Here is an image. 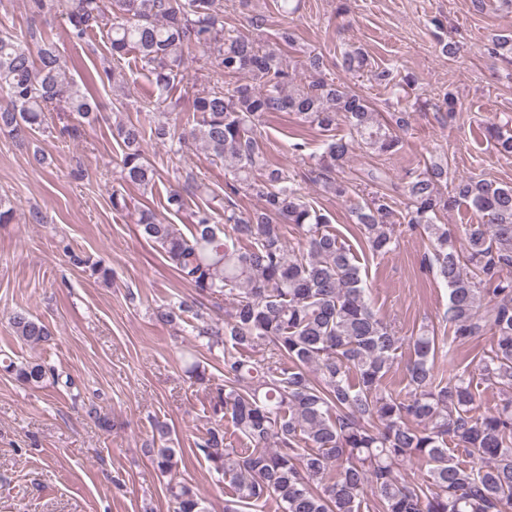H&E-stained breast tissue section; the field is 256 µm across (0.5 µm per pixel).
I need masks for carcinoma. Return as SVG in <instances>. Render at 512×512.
I'll list each match as a JSON object with an SVG mask.
<instances>
[{"label":"carcinoma","mask_w":512,"mask_h":512,"mask_svg":"<svg viewBox=\"0 0 512 512\" xmlns=\"http://www.w3.org/2000/svg\"><path fill=\"white\" fill-rule=\"evenodd\" d=\"M34 18L60 15L71 38L83 43L106 31L110 64L99 81L121 77L128 55L147 70L161 91L186 79L184 60L201 49L219 78H246L231 88L194 98L192 125L168 121L151 136L179 144L192 140L224 161V235L216 212L200 208L189 234L162 222L147 208L137 220L141 236L158 246L178 277L196 293L224 299L232 309L220 322L196 303L158 309L157 318L192 328L208 348L224 355V384L210 393L219 422L197 442L199 454L234 485L224 512H512V186L473 178L448 186V167L431 162L411 172L403 220L427 235L437 272L448 288L447 319L452 336L438 339L424 330L412 342L408 387L401 395L382 387L400 337L373 310L360 267L350 249L329 231L327 215L302 200L288 175L264 160L255 129L268 112H293L324 132L344 122L350 138L332 134L317 163L324 190L343 195L338 177L356 145L391 152L399 137L378 119L373 105L323 74V57L304 61L309 81L297 87L282 48L293 45L284 27L278 42L224 32V0H28ZM75 112L92 121L98 112L89 84L68 77L56 46L32 25L24 36L0 32V135L24 140L40 131L44 113ZM145 129L115 127L122 145L123 179L143 188L155 185L156 169L141 143ZM494 147L512 155V135L489 129ZM261 200L245 212L233 202L240 190ZM468 200L483 221L465 228L466 256L457 252L438 213ZM187 199L179 187L166 189L164 208L179 213ZM385 195L364 199L356 223L368 250L391 251L395 225ZM292 228L296 243L286 236ZM16 338L37 346L52 338L42 320L26 311L10 318ZM493 335L480 359L483 379L501 395L499 404H477L473 374L458 350L484 332ZM260 345L271 350L266 363L252 359ZM448 358V376L435 358ZM1 370L28 388L47 381H73L39 361L3 359ZM230 418L245 440L230 448L222 420ZM161 446L154 462L173 498V512H206L194 487L177 476V449L167 446L171 429L153 424ZM468 458L463 465L448 452ZM428 466L412 483L407 467Z\"/></svg>","instance_id":"cac0c4a2"}]
</instances>
